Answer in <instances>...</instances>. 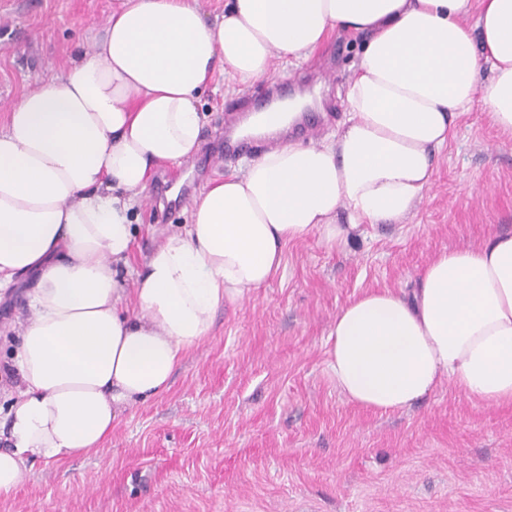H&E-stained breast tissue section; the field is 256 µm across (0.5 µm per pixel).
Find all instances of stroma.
<instances>
[{"label":"stroma","mask_w":512,"mask_h":512,"mask_svg":"<svg viewBox=\"0 0 512 512\" xmlns=\"http://www.w3.org/2000/svg\"><path fill=\"white\" fill-rule=\"evenodd\" d=\"M115 3L0 0V125L11 102L88 49L90 25ZM361 50L360 37L338 31L309 59L279 61L277 78L306 80L311 110L324 115L304 144L344 120L337 92ZM269 89L215 80L200 99L202 136L262 109ZM131 220L127 289L189 208L160 223L141 202ZM511 233L512 137L475 107L460 114L431 186L401 223L361 225L339 249L315 235L289 243L267 286L217 311L165 394L125 410L99 452L34 461L0 512H512V404H485L444 381L413 407L380 414L350 403L326 367L328 333L349 300L410 291L437 253ZM26 288L21 279L0 291V422Z\"/></svg>","instance_id":"1"}]
</instances>
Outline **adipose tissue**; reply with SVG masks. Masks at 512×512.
Here are the masks:
<instances>
[{
    "label": "adipose tissue",
    "instance_id": "obj_1",
    "mask_svg": "<svg viewBox=\"0 0 512 512\" xmlns=\"http://www.w3.org/2000/svg\"><path fill=\"white\" fill-rule=\"evenodd\" d=\"M475 25H467V18ZM365 35L330 140L266 150L205 185L186 227L146 258L127 305L130 215L155 169L193 156L198 97L250 86L333 32ZM512 134V0H118L91 50L12 102L0 126V285L30 277L0 428V498L29 462L97 452L124 410L167 391L183 354L280 269L288 243L341 246L396 224L434 175L460 113ZM327 367L365 409L393 413L449 381L512 402V234L444 251L411 292L337 312Z\"/></svg>",
    "mask_w": 512,
    "mask_h": 512
}]
</instances>
